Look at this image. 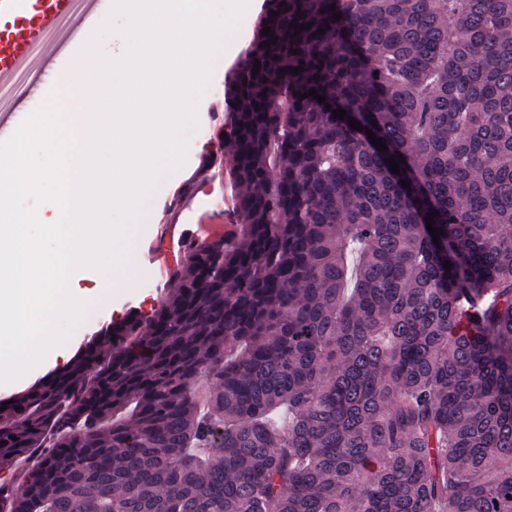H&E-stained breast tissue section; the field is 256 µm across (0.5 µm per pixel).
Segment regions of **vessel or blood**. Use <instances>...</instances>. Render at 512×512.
<instances>
[{
  "mask_svg": "<svg viewBox=\"0 0 512 512\" xmlns=\"http://www.w3.org/2000/svg\"><path fill=\"white\" fill-rule=\"evenodd\" d=\"M102 17V0H0V89L27 75L42 81L50 65L73 39V27ZM56 40H48V33ZM175 257V232L157 237L153 261L167 271Z\"/></svg>",
  "mask_w": 512,
  "mask_h": 512,
  "instance_id": "vessel-or-blood-1",
  "label": "vessel or blood"
}]
</instances>
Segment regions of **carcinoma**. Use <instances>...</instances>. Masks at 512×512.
Listing matches in <instances>:
<instances>
[{
	"instance_id": "cac0c4a2",
	"label": "carcinoma",
	"mask_w": 512,
	"mask_h": 512,
	"mask_svg": "<svg viewBox=\"0 0 512 512\" xmlns=\"http://www.w3.org/2000/svg\"><path fill=\"white\" fill-rule=\"evenodd\" d=\"M224 105L235 235L0 399V512H512V0H266ZM66 363V360L64 362H61V360L53 361L49 360L42 366L38 367L36 370L31 372L28 377L25 379L11 385L8 387H2V390L0 389V399L10 397L16 393H19L26 388H28L30 385H32L38 378L44 376L46 373L50 372L51 370H54Z\"/></svg>"
}]
</instances>
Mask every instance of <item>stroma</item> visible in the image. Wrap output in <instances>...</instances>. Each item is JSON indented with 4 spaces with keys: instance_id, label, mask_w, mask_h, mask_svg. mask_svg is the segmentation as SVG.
<instances>
[{
    "instance_id": "obj_1",
    "label": "stroma",
    "mask_w": 512,
    "mask_h": 512,
    "mask_svg": "<svg viewBox=\"0 0 512 512\" xmlns=\"http://www.w3.org/2000/svg\"><path fill=\"white\" fill-rule=\"evenodd\" d=\"M263 3L264 0H248L247 17L225 36L222 53L211 61V79L193 102L195 122L182 133L186 145L184 163L171 168L165 177L158 179L139 206L134 220L138 234L134 256L135 282L118 286L109 304L92 312L86 328L78 333L77 342L86 341L107 323L121 319L130 310L151 313L158 307L167 290L173 288V281L161 276L152 264L150 247L166 222L168 197L196 174L205 153L219 148L214 132L224 118L221 108L224 77L249 44ZM67 65V59L62 57L51 66L48 76L39 88L17 106L15 123H22L32 112L45 104L52 93L64 91Z\"/></svg>"
}]
</instances>
